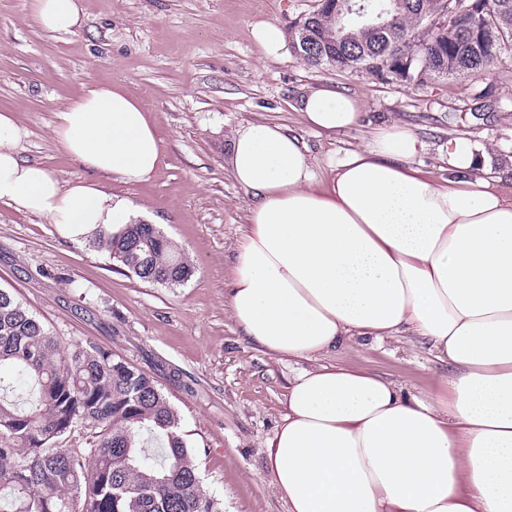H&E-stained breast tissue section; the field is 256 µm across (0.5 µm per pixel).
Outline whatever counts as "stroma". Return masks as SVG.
Returning a JSON list of instances; mask_svg holds the SVG:
<instances>
[{"label":"stroma","instance_id":"stroma-1","mask_svg":"<svg viewBox=\"0 0 512 512\" xmlns=\"http://www.w3.org/2000/svg\"><path fill=\"white\" fill-rule=\"evenodd\" d=\"M72 32L49 33L28 0H0V112L14 113L23 159L62 184L97 182L157 225L193 262L184 285L141 281L89 242L43 218L0 203V288L12 290L61 345L92 343L153 378L180 416L203 486L224 512H287L265 448L286 411L293 360L246 342L224 302L236 242L254 199L228 163L235 132L279 124L307 147L312 170L356 148L380 124L413 128L425 141L421 167L448 174L443 148L460 137L488 148L498 187L512 194V59L479 79L440 77L426 85L385 82L362 70L312 67L291 47L266 56L252 27L288 34L317 0H82ZM122 84L156 121L163 157L136 185L95 175L59 146L56 115L93 84ZM326 85L361 100L362 128L342 134L307 128L299 96ZM327 362L382 375L414 393L438 392L448 367L425 343L349 345Z\"/></svg>","mask_w":512,"mask_h":512}]
</instances>
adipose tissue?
<instances>
[{
  "label": "adipose tissue",
  "instance_id": "1",
  "mask_svg": "<svg viewBox=\"0 0 512 512\" xmlns=\"http://www.w3.org/2000/svg\"><path fill=\"white\" fill-rule=\"evenodd\" d=\"M48 32L81 26V0H29ZM312 128L361 127L359 101L332 86L296 105ZM61 148L128 184L162 161L156 123L120 84H94L58 114ZM21 129L0 113V203L84 241L131 220L98 184L62 186L19 154ZM424 141L379 126L317 185L306 146L282 126L237 131L229 158L256 204L241 234L227 305L246 341L305 359L266 457L288 512H512V198L490 178L493 156L460 137L448 176L415 166ZM424 339L448 366L439 392L323 359L353 343Z\"/></svg>",
  "mask_w": 512,
  "mask_h": 512
}]
</instances>
